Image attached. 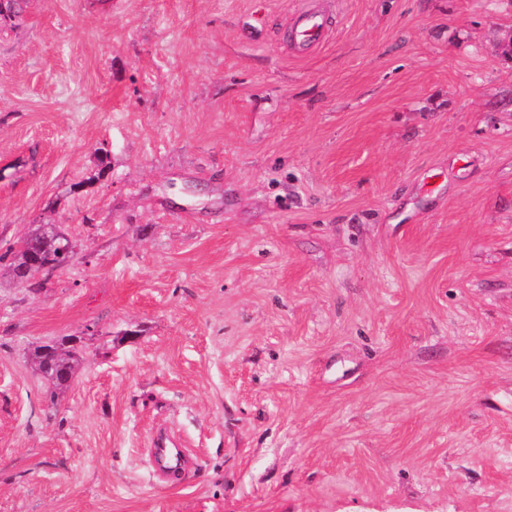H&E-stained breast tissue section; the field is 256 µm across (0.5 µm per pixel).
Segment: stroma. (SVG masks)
<instances>
[{
    "label": "stroma",
    "mask_w": 512,
    "mask_h": 512,
    "mask_svg": "<svg viewBox=\"0 0 512 512\" xmlns=\"http://www.w3.org/2000/svg\"><path fill=\"white\" fill-rule=\"evenodd\" d=\"M36 224L78 249L0 273V512H512V0H27L0 254ZM292 25L298 31L300 38L296 45V50L299 53L318 45L324 38L325 17L316 9H302L294 16ZM80 339H56L36 346L30 353L36 369L49 385L47 402L56 408L59 397L70 387L82 364ZM147 450L150 459L169 473L180 472L193 462L185 448L166 435H157L151 442V448Z\"/></svg>",
    "instance_id": "obj_1"
}]
</instances>
